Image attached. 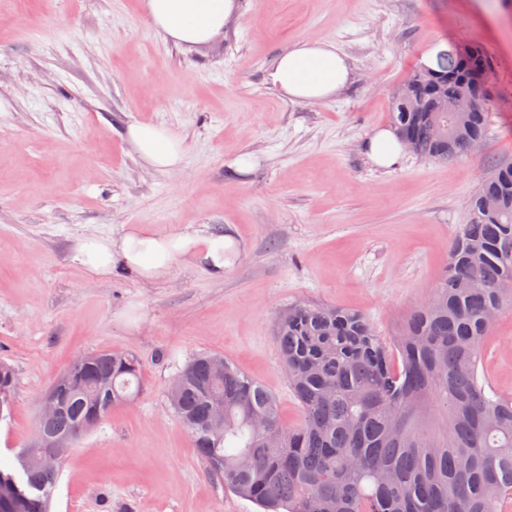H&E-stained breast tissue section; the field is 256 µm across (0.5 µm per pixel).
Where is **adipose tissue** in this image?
Listing matches in <instances>:
<instances>
[{
	"instance_id": "adipose-tissue-1",
	"label": "adipose tissue",
	"mask_w": 512,
	"mask_h": 512,
	"mask_svg": "<svg viewBox=\"0 0 512 512\" xmlns=\"http://www.w3.org/2000/svg\"><path fill=\"white\" fill-rule=\"evenodd\" d=\"M154 30L176 44L206 43L220 34L231 17L235 0H146ZM347 57L335 43L308 39L293 43L267 73L268 82L290 99L321 102L336 96L350 82ZM128 138L149 166L170 171L184 160V144L179 135L160 124L133 123ZM231 235H205L199 231L161 235L144 224H134L119 236H83L72 246V259L91 275L102 278L121 261L142 279L165 278L174 263L192 258L215 274H223L228 261L226 249Z\"/></svg>"
}]
</instances>
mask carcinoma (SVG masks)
<instances>
[{"label": "carcinoma", "instance_id": "cac0c4a2", "mask_svg": "<svg viewBox=\"0 0 512 512\" xmlns=\"http://www.w3.org/2000/svg\"><path fill=\"white\" fill-rule=\"evenodd\" d=\"M490 62L467 43L419 65L396 90L390 123L417 155L447 161L483 141L489 122ZM481 101L457 112L459 100ZM432 296L386 339L355 311L288 307L275 338L300 422L284 426L276 401L231 363L197 356L175 377L169 405L197 454L224 488L260 512H508L512 507V399L479 377L493 311L512 300V161L496 165L469 200ZM52 385L61 410L41 424L50 439L73 441L140 391L132 352L101 351L71 364ZM14 371L0 363V412L10 406ZM224 397V430H210ZM69 447L56 467L21 475L0 469V503L49 512Z\"/></svg>", "mask_w": 512, "mask_h": 512}]
</instances>
